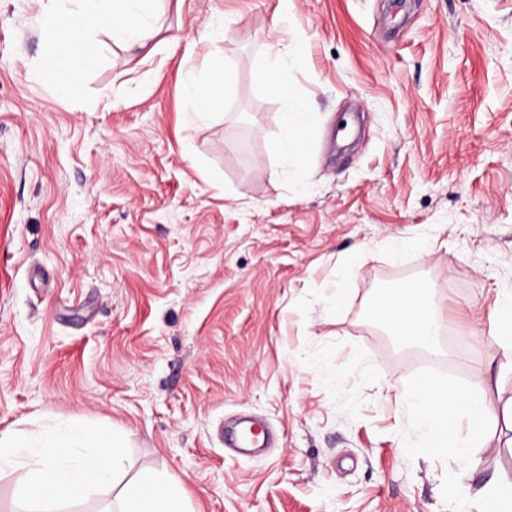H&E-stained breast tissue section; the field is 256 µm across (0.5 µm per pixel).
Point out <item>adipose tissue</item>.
I'll use <instances>...</instances> for the list:
<instances>
[{"label": "adipose tissue", "instance_id": "1", "mask_svg": "<svg viewBox=\"0 0 512 512\" xmlns=\"http://www.w3.org/2000/svg\"><path fill=\"white\" fill-rule=\"evenodd\" d=\"M156 0H49L42 22L56 39L54 53L42 76L61 93H70L83 69L100 54L94 37L97 30L111 32L113 41L131 43L151 50L159 27ZM254 77L265 87H278L281 99H295L288 80V53L278 42H267L266 53ZM228 75L222 64H213L202 82L184 83V101L195 116L205 118L224 107ZM313 130L311 113L291 108L281 116L276 153L302 167L306 156L305 134ZM393 309L384 326L402 340L432 345L439 333L442 311L433 303L428 285L393 290ZM424 447L451 448L462 460L480 443L494 414L490 402L480 393L454 394L447 384L415 385L403 395Z\"/></svg>", "mask_w": 512, "mask_h": 512}]
</instances>
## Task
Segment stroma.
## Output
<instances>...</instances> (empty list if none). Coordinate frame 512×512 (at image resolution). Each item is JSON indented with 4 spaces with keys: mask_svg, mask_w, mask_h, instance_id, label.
Returning <instances> with one entry per match:
<instances>
[{
    "mask_svg": "<svg viewBox=\"0 0 512 512\" xmlns=\"http://www.w3.org/2000/svg\"><path fill=\"white\" fill-rule=\"evenodd\" d=\"M46 2L0 0V433L124 429L125 477L178 480L192 512H459L460 488L512 482L489 327L512 290V0H160L155 53L98 31L69 95L42 78ZM275 39L315 123L299 169L254 78ZM213 61L224 108L199 119L181 89ZM409 280L446 308L435 347L368 313ZM425 370L491 400L479 468L409 427ZM242 414L271 431L258 454L224 445Z\"/></svg>",
    "mask_w": 512,
    "mask_h": 512,
    "instance_id": "obj_1",
    "label": "stroma"
}]
</instances>
